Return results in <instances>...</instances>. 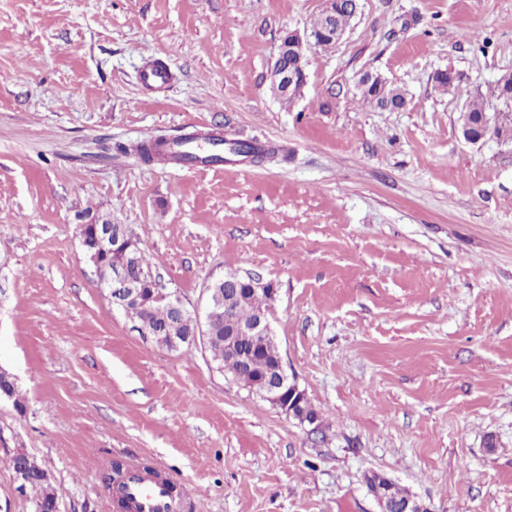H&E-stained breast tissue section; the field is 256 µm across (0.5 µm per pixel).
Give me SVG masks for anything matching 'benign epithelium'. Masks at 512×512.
Returning <instances> with one entry per match:
<instances>
[{"instance_id":"7a95c632","label":"benign epithelium","mask_w":512,"mask_h":512,"mask_svg":"<svg viewBox=\"0 0 512 512\" xmlns=\"http://www.w3.org/2000/svg\"><path fill=\"white\" fill-rule=\"evenodd\" d=\"M316 37L310 33V37H302L296 32L287 33L281 43L275 65L270 71L271 90L277 97L288 94L293 84L306 79V49L310 45V39ZM92 228L95 243V252L90 254V260L95 265L99 284L104 288L118 308L131 303L139 302L143 298L147 288L157 289L156 297L167 301L169 308L176 317H185L188 313L184 301L174 293H165L158 289V284L152 276L147 275L142 279L133 280L127 273L131 260L130 248L137 246L128 233L124 224H92L90 226L81 223L77 225L80 240H85L86 229ZM231 284V288L244 287L254 293L263 292L267 301L274 300L277 289L273 283L265 282L260 278L248 276L244 279L233 280L229 274H224V280H216L206 291L221 287V282ZM193 332L189 337L171 336L166 347L179 348L184 341L194 342L196 339H206L207 333L200 328L198 317L190 319ZM272 336L268 319V309L258 311L254 318L241 326L228 340V349L239 355L242 362H248V356L254 348L265 343ZM237 383L261 399L281 409L284 413L300 421H306V409L310 408L307 399L297 383L290 380L283 363L282 357H277L274 367L262 377H255L249 372H243L237 379ZM393 482L385 480L382 485L371 489L381 508V512H431V510L409 496L405 501L395 506L391 502L390 491Z\"/></svg>"}]
</instances>
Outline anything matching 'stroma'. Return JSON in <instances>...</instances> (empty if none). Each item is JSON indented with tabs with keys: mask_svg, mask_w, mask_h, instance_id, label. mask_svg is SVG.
I'll use <instances>...</instances> for the list:
<instances>
[{
	"mask_svg": "<svg viewBox=\"0 0 512 512\" xmlns=\"http://www.w3.org/2000/svg\"><path fill=\"white\" fill-rule=\"evenodd\" d=\"M323 0H0V512H115L109 461L188 490L182 512H379L378 472L431 512H512V144L460 135L512 71V0H359L269 89L283 36ZM166 63L170 86L139 74ZM452 70V90L434 75ZM402 87L379 111L364 73ZM216 132L271 163L187 169L125 146ZM127 225L189 307L236 271L273 282L274 338L316 411L300 423L203 346L170 350L113 308L77 226ZM20 468L12 466L19 489L31 488L39 494L36 500V512H54V504L58 500L57 491L51 485L46 471L38 465L33 457L24 452ZM21 473L23 475H19Z\"/></svg>",
	"mask_w": 512,
	"mask_h": 512,
	"instance_id": "1",
	"label": "stroma"
}]
</instances>
